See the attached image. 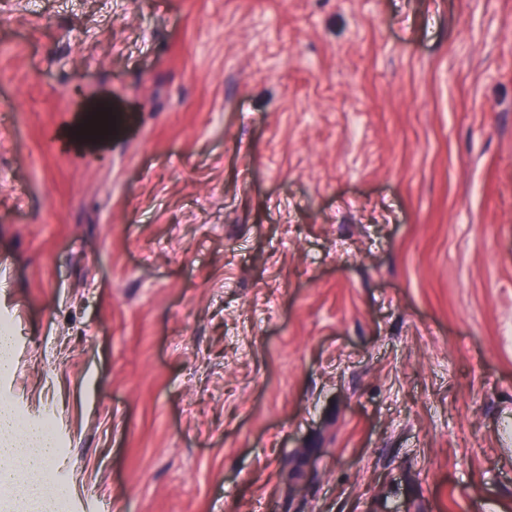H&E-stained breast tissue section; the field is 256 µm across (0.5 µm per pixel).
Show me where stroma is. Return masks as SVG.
<instances>
[{"label":"stroma","mask_w":512,"mask_h":512,"mask_svg":"<svg viewBox=\"0 0 512 512\" xmlns=\"http://www.w3.org/2000/svg\"><path fill=\"white\" fill-rule=\"evenodd\" d=\"M0 290L111 512H512V0H0Z\"/></svg>","instance_id":"35a3bbf8"}]
</instances>
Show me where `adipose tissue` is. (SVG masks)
<instances>
[{
	"instance_id": "ef3b65f1",
	"label": "adipose tissue",
	"mask_w": 512,
	"mask_h": 512,
	"mask_svg": "<svg viewBox=\"0 0 512 512\" xmlns=\"http://www.w3.org/2000/svg\"><path fill=\"white\" fill-rule=\"evenodd\" d=\"M51 426L39 429L22 424L10 405L0 404V493L23 491L26 512H55L57 501L69 497L70 488L47 491L37 477L48 476L59 457Z\"/></svg>"
}]
</instances>
